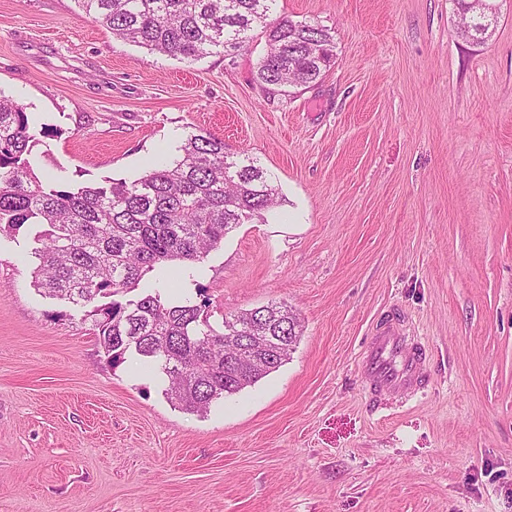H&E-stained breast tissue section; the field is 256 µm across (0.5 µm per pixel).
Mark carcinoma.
<instances>
[{
    "label": "carcinoma",
    "instance_id": "carcinoma-1",
    "mask_svg": "<svg viewBox=\"0 0 512 512\" xmlns=\"http://www.w3.org/2000/svg\"><path fill=\"white\" fill-rule=\"evenodd\" d=\"M85 18L118 39L152 53L187 60L208 54L235 58L259 27L267 51L256 81L269 90L322 79L335 62L336 42L317 22L277 14V0H74ZM457 34L476 45L497 23L473 14L472 0H457ZM48 135L25 107L0 97V235L37 226L33 286L53 298L92 306L88 317L111 363L128 352L147 358L169 379L165 395L188 412H203L276 371L301 336L296 311L271 302L223 318L218 330L207 301H166L161 289L171 264L193 265L218 249L236 226L277 205L271 173L247 155H231L224 141L199 130L180 154L132 182L70 185L39 176L32 151ZM150 290L133 298L144 277ZM109 299L100 304L98 300ZM268 337L265 365L241 371L244 337Z\"/></svg>",
    "mask_w": 512,
    "mask_h": 512
}]
</instances>
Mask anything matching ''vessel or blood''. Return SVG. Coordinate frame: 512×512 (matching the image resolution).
Instances as JSON below:
<instances>
[{"label": "vessel or blood", "mask_w": 512, "mask_h": 512, "mask_svg": "<svg viewBox=\"0 0 512 512\" xmlns=\"http://www.w3.org/2000/svg\"><path fill=\"white\" fill-rule=\"evenodd\" d=\"M364 376L371 387L395 394L411 391L423 376L420 358L408 347L395 323L380 327L361 352Z\"/></svg>", "instance_id": "1"}]
</instances>
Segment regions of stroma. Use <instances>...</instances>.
Instances as JSON below:
<instances>
[{
  "mask_svg": "<svg viewBox=\"0 0 512 512\" xmlns=\"http://www.w3.org/2000/svg\"><path fill=\"white\" fill-rule=\"evenodd\" d=\"M336 39L321 81L256 82L235 59L148 52L74 0H0V94L56 130L37 174L133 181L204 129L276 178L281 202L167 300L209 321L271 301L302 335L207 412L135 353L111 364L83 307L45 297L35 227L0 236V512H512V0L486 44L455 0H278ZM406 316L413 396L369 394L358 360Z\"/></svg>",
  "mask_w": 512,
  "mask_h": 512,
  "instance_id": "35a3bbf8",
  "label": "stroma"
}]
</instances>
